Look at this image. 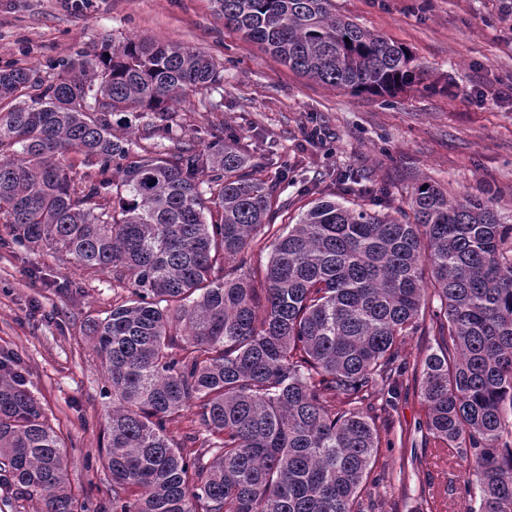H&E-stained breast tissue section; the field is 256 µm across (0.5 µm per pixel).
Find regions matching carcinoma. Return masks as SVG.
Wrapping results in <instances>:
<instances>
[{
  "instance_id": "cac0c4a2",
  "label": "carcinoma",
  "mask_w": 512,
  "mask_h": 512,
  "mask_svg": "<svg viewBox=\"0 0 512 512\" xmlns=\"http://www.w3.org/2000/svg\"><path fill=\"white\" fill-rule=\"evenodd\" d=\"M224 25L325 84L380 97L421 83L408 52L336 15L332 0H212ZM224 88V64L180 43H104L41 78L0 70V223L10 243L112 272L127 300L85 335L112 387L98 461L112 512H367L373 414L421 377L425 429L464 466L475 512H512V224L494 200L431 183L402 222L324 197L272 223V186L245 148L172 136L187 93ZM151 115L142 147L112 113ZM88 167L75 181L65 156ZM350 194L361 183L336 178ZM263 275L244 271L258 235ZM422 367L396 345L422 329ZM194 410L175 442L168 423ZM64 445L24 377L0 361V505L107 512L76 497Z\"/></svg>"
}]
</instances>
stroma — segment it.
<instances>
[{
  "mask_svg": "<svg viewBox=\"0 0 512 512\" xmlns=\"http://www.w3.org/2000/svg\"><path fill=\"white\" fill-rule=\"evenodd\" d=\"M506 0H333L338 16L407 48L423 86L386 100L304 77L227 28L210 0H0V69L21 65L45 77L103 41L177 42L224 65L222 106L188 93L174 107L173 133L206 144L223 131L248 149L254 177L276 181L278 224L295 223L313 191L334 197L337 171L354 170L383 188L387 212L400 215L428 182L449 197L494 193L512 220V15ZM325 131L310 139L313 128ZM116 294L112 275L87 274L68 256L40 247L0 246V353L14 356L27 388L67 447L76 496L111 503L112 482L96 454L112 407L107 376L85 322L105 317ZM427 408L410 383L377 424L374 512H420L429 493L467 512L464 470L416 469L412 455L436 441L422 426Z\"/></svg>",
  "mask_w": 512,
  "mask_h": 512,
  "instance_id": "35a3bbf8",
  "label": "stroma"
}]
</instances>
